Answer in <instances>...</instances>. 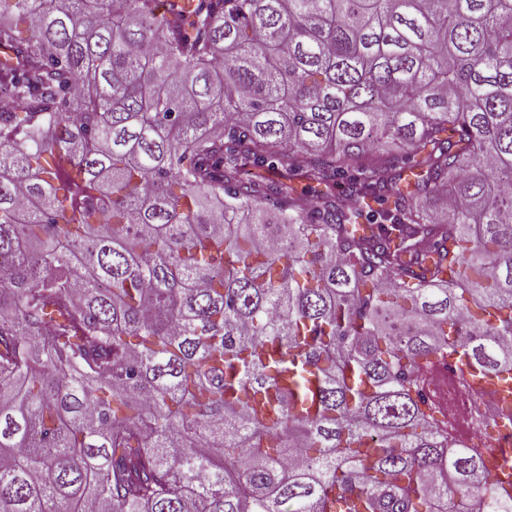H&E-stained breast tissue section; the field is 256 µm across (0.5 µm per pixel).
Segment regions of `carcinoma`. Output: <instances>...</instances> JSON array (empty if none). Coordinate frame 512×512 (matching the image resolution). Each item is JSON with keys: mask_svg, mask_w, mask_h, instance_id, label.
<instances>
[{"mask_svg": "<svg viewBox=\"0 0 512 512\" xmlns=\"http://www.w3.org/2000/svg\"><path fill=\"white\" fill-rule=\"evenodd\" d=\"M1 88L0 512H512L413 376L512 368V0H0Z\"/></svg>", "mask_w": 512, "mask_h": 512, "instance_id": "1", "label": "carcinoma"}]
</instances>
